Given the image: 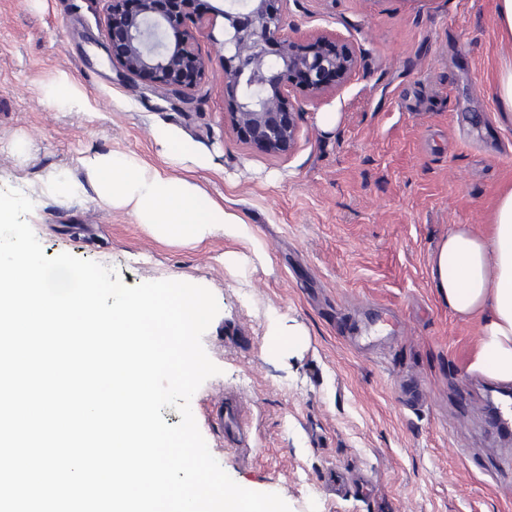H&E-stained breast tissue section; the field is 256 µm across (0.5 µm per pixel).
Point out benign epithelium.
<instances>
[{
  "instance_id": "1",
  "label": "benign epithelium",
  "mask_w": 512,
  "mask_h": 512,
  "mask_svg": "<svg viewBox=\"0 0 512 512\" xmlns=\"http://www.w3.org/2000/svg\"><path fill=\"white\" fill-rule=\"evenodd\" d=\"M112 68L162 98L193 102L211 65L199 38L220 45L224 85L232 94L225 112L236 133L259 152H293L300 137L302 104L345 85L355 74L360 51L352 42L318 36L312 52L285 27L289 0H224L208 13L194 11L189 0H139L130 12L127 0H104ZM224 20L223 39L214 34V18Z\"/></svg>"
}]
</instances>
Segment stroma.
<instances>
[{"label":"stroma","instance_id":"obj_1","mask_svg":"<svg viewBox=\"0 0 512 512\" xmlns=\"http://www.w3.org/2000/svg\"><path fill=\"white\" fill-rule=\"evenodd\" d=\"M495 0H290L287 28L340 33L361 50L341 89L304 103L292 154L241 141L224 113L217 46L192 105L119 76L101 0H0V188L34 202L46 256L69 253L125 285L179 280L219 312L202 337L221 369L191 401L211 454L240 486L291 512H512V439L486 424V382L468 369L478 323L431 281L456 225L483 229L512 181V122L491 85L507 51ZM68 79L79 103L54 108ZM336 115L325 128L323 114ZM175 129L206 168L168 160L152 139ZM30 146L12 153L15 139ZM114 150L196 183L249 228L199 243L156 239L130 209L39 190ZM303 341L279 349L276 333ZM424 400L409 403L408 386ZM223 393L246 411L249 458L208 418ZM46 99L49 103L58 107H74L77 105V97L69 87L67 80L56 81L47 91Z\"/></svg>","mask_w":512,"mask_h":512}]
</instances>
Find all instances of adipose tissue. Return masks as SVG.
Returning a JSON list of instances; mask_svg holds the SVG:
<instances>
[{"instance_id":"adipose-tissue-1","label":"adipose tissue","mask_w":512,"mask_h":512,"mask_svg":"<svg viewBox=\"0 0 512 512\" xmlns=\"http://www.w3.org/2000/svg\"><path fill=\"white\" fill-rule=\"evenodd\" d=\"M79 178L51 177L54 196L93 192L95 201L131 209L156 237L198 242L212 232L239 239L248 228L203 197L185 178L143 164L135 156L99 152L86 157ZM432 284L459 316L477 319L480 337L469 369L486 379L512 383V184L497 196L488 233L461 224L442 237L432 254Z\"/></svg>"}]
</instances>
